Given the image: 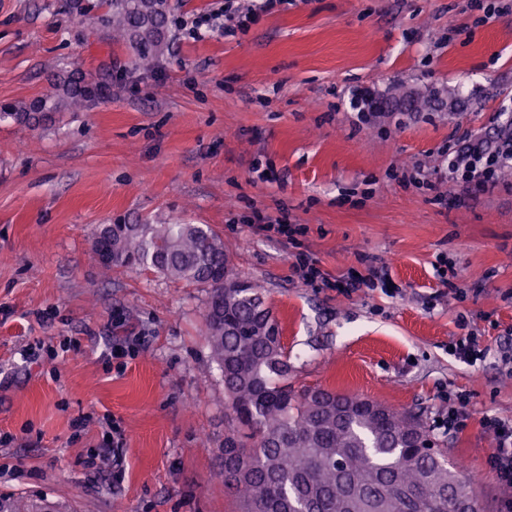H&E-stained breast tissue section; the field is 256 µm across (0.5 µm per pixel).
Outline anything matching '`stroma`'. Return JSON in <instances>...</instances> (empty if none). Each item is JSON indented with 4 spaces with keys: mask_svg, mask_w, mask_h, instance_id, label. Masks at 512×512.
<instances>
[{
    "mask_svg": "<svg viewBox=\"0 0 512 512\" xmlns=\"http://www.w3.org/2000/svg\"><path fill=\"white\" fill-rule=\"evenodd\" d=\"M171 2L177 24L143 73L99 12L0 0V105L62 98L75 72L109 85L59 121L0 123V465L17 470L0 495L40 493L61 512H241L224 492L230 407L202 336L207 290L104 270L93 229L121 215L209 225L262 289L289 385L421 414L498 512L482 420L512 421V166L482 192L450 182L440 153L506 132L512 0H493L488 21L479 0H278L247 29L195 39L179 22L236 15L242 0ZM362 86L385 95L378 124L349 108ZM257 210L274 230L253 232ZM302 255L337 281L387 267L395 292L305 283ZM470 333L486 351L473 365L448 352ZM130 336L145 342L114 354ZM461 392L469 418L451 437ZM111 419L123 466L86 470Z\"/></svg>",
    "mask_w": 512,
    "mask_h": 512,
    "instance_id": "1",
    "label": "stroma"
}]
</instances>
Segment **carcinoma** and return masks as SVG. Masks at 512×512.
Wrapping results in <instances>:
<instances>
[{
	"label": "carcinoma",
	"instance_id": "1",
	"mask_svg": "<svg viewBox=\"0 0 512 512\" xmlns=\"http://www.w3.org/2000/svg\"><path fill=\"white\" fill-rule=\"evenodd\" d=\"M112 41L132 50L134 69H154L166 48L170 0H93ZM72 107L99 83L69 80ZM57 114L50 98L37 111L0 110V122L30 125ZM94 251L105 269L154 268L209 289L202 336L224 378L235 428L224 439V491L244 512H483L468 482L448 465L423 420L376 401L325 388L288 387V357L278 322L258 286L233 273L224 243L204 224H102ZM37 499L0 497V512H40Z\"/></svg>",
	"mask_w": 512,
	"mask_h": 512
}]
</instances>
